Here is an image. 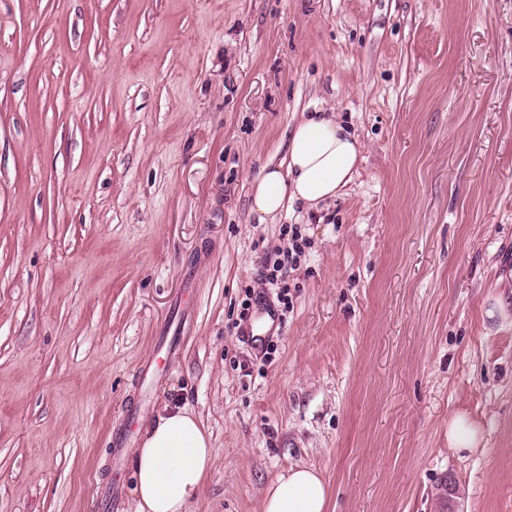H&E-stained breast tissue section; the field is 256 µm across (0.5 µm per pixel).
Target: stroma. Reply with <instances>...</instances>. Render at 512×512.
<instances>
[{
  "instance_id": "1",
  "label": "stroma",
  "mask_w": 512,
  "mask_h": 512,
  "mask_svg": "<svg viewBox=\"0 0 512 512\" xmlns=\"http://www.w3.org/2000/svg\"><path fill=\"white\" fill-rule=\"evenodd\" d=\"M363 159L266 222L304 113ZM311 246L263 348L235 324L280 227ZM512 0H0V512H98L112 432L165 408L219 457L189 512H261L292 466L329 512H512ZM186 318L174 365L140 366ZM484 432L466 455L448 417Z\"/></svg>"
}]
</instances>
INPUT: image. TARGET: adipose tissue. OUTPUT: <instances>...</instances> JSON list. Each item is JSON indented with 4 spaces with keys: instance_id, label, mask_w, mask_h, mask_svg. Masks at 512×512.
I'll return each instance as SVG.
<instances>
[{
    "instance_id": "1",
    "label": "adipose tissue",
    "mask_w": 512,
    "mask_h": 512,
    "mask_svg": "<svg viewBox=\"0 0 512 512\" xmlns=\"http://www.w3.org/2000/svg\"><path fill=\"white\" fill-rule=\"evenodd\" d=\"M357 135L336 114L320 109L293 128L286 170L262 174L252 192L259 220L299 204L307 209L336 198L351 182L361 159ZM217 456L196 415L168 410L149 425L133 454L136 512H189ZM328 487L312 468L292 467L268 486L262 512H327Z\"/></svg>"
}]
</instances>
